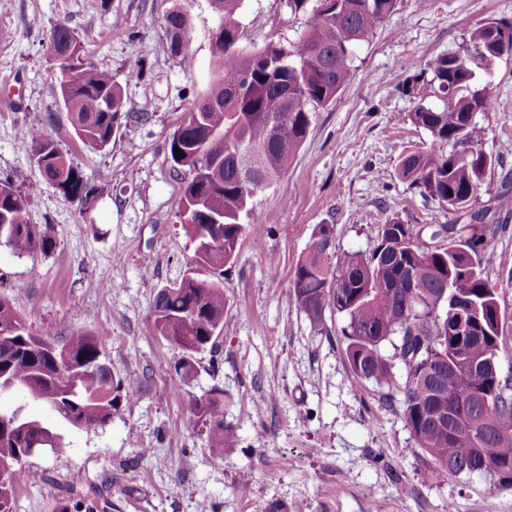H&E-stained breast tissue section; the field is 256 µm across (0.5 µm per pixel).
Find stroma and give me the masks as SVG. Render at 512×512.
Here are the masks:
<instances>
[{"instance_id":"obj_1","label":"stroma","mask_w":512,"mask_h":512,"mask_svg":"<svg viewBox=\"0 0 512 512\" xmlns=\"http://www.w3.org/2000/svg\"><path fill=\"white\" fill-rule=\"evenodd\" d=\"M173 10L190 29L189 68L169 51L163 23ZM312 17L292 13L288 0H244L239 46L296 44ZM118 18L127 36L113 37ZM487 18L512 20V0H397L356 48L350 81L313 114L287 174L253 198L263 222L244 235L224 274L221 350L199 354L195 380L182 387L173 371L180 351L157 332L154 300L193 256L167 143L212 77L213 0H9L0 9V176L26 173L28 219L48 225L57 243L35 260L0 246V296L49 338L96 335L115 374L144 381L105 426L57 423L68 446L24 460L37 478L17 488L13 512H53L61 499L70 512H86L91 500L96 512H485L490 499L497 512H512V489L439 469L400 402L385 403L375 383L354 377L340 315L328 318V334L316 333L286 300L317 225H333L341 255L368 252L392 219L453 222L401 176L399 162L432 143L408 118L417 105L442 104L428 62L460 50ZM60 22L150 115L120 129L107 151L79 143L59 95L47 43ZM472 87L494 100L476 122L482 148L497 152L512 142V54L477 70ZM27 126L57 141L95 186L93 210L79 213L41 176L20 134ZM472 208L488 210L498 227L486 275L505 316L499 370L512 376V154L488 173ZM216 386L237 434L220 457L191 411Z\"/></svg>"}]
</instances>
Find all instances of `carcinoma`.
Here are the masks:
<instances>
[{"label": "carcinoma", "instance_id": "carcinoma-1", "mask_svg": "<svg viewBox=\"0 0 512 512\" xmlns=\"http://www.w3.org/2000/svg\"><path fill=\"white\" fill-rule=\"evenodd\" d=\"M220 34L208 90L169 141L173 170L184 173L179 201L183 229L194 256L182 279L161 288L154 304L155 327L181 350L174 364L180 385L196 375V355L216 354L224 329V266L233 264L247 226L259 223L251 200L288 172L306 140L312 113L334 101L350 79L353 48L368 41L394 12L397 0H315L313 23L289 50L268 45L256 52L238 48L242 0H219ZM170 54L189 62L185 16L165 19ZM49 48L59 65L60 95L80 141L108 150L122 125L148 122L135 111L112 72L94 62L74 64L68 52L85 51L65 23L53 28ZM512 54V22L481 20L461 52L436 56L429 64L444 105L418 104L409 118L427 130L432 147L404 155L401 175L457 214L455 222L430 229L429 240L457 234L456 250L426 251L417 243L425 228L390 220L381 225L369 252L336 258L331 224H319L296 264L287 299L311 328L328 332L326 314L345 319L344 353L352 374L401 396L406 425L422 448L451 476L468 474L486 459L512 465V379L498 372L501 322L493 313L496 290L484 276L493 262L485 223L473 213L488 170L509 153L478 148L471 116L492 108L484 91L471 90L478 69ZM294 102L281 119L283 97ZM33 161L61 197L85 204L96 189L50 137L26 130ZM217 162L210 169L200 156ZM21 174L0 179V243L18 256L36 259L56 249L50 229L28 221L30 194ZM467 218L470 223L463 224ZM470 305L473 333L460 346L448 333L454 303ZM391 346L393 354L384 352ZM405 368L398 383L393 359ZM12 385L58 419L78 429L104 426L121 400L134 398L138 380L112 373L99 340L77 331L61 345L35 333L7 299L0 298V386ZM209 425L213 453L224 455L234 439L224 424V391L211 389L192 406ZM66 447L52 425L30 417L24 405L0 409V512H12L16 487L30 475L23 468L30 449Z\"/></svg>", "mask_w": 512, "mask_h": 512}]
</instances>
